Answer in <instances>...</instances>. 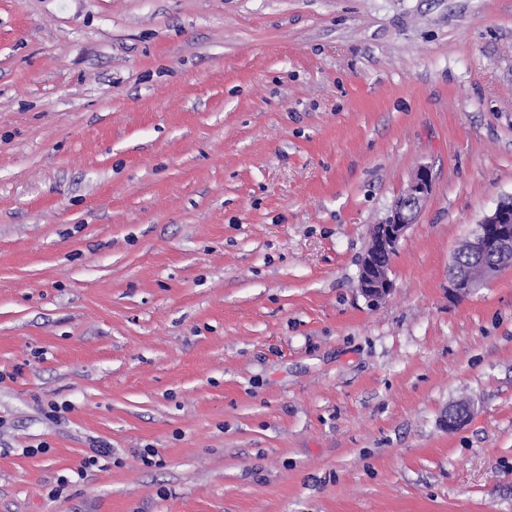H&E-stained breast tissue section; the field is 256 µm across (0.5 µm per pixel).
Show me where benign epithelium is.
I'll use <instances>...</instances> for the list:
<instances>
[{
  "label": "benign epithelium",
  "instance_id": "1",
  "mask_svg": "<svg viewBox=\"0 0 512 512\" xmlns=\"http://www.w3.org/2000/svg\"><path fill=\"white\" fill-rule=\"evenodd\" d=\"M431 190L432 173L421 167L405 193L393 202L385 221L371 227V244L361 260L358 276V288L365 298L379 301L392 292V256L408 227L416 223ZM466 247L478 259L481 276L475 279L467 269L449 275L448 281L460 297L470 294L478 283L512 268V196L500 200L475 225Z\"/></svg>",
  "mask_w": 512,
  "mask_h": 512
}]
</instances>
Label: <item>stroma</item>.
<instances>
[{
  "label": "stroma",
  "instance_id": "obj_1",
  "mask_svg": "<svg viewBox=\"0 0 512 512\" xmlns=\"http://www.w3.org/2000/svg\"><path fill=\"white\" fill-rule=\"evenodd\" d=\"M509 195L512 0H0V512H512ZM431 190L432 173L428 167H421L405 193L393 202L385 221L371 227V244L361 260L358 276L360 293L369 301L382 300L392 292V256L408 227L416 223ZM466 247L475 259L490 255L493 260L477 263L482 268L479 279L472 278L468 269L449 274L448 281L460 297L470 294L478 283L512 268V196L501 199L494 210L475 225Z\"/></svg>",
  "mask_w": 512,
  "mask_h": 512
}]
</instances>
